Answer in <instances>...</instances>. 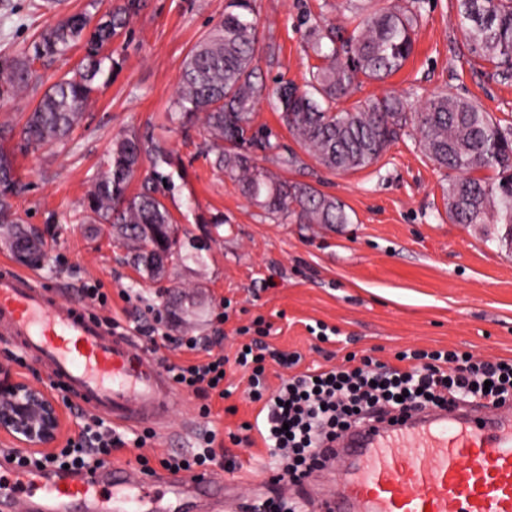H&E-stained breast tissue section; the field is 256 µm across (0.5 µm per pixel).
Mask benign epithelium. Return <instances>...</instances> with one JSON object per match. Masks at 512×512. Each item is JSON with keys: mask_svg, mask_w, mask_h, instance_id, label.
<instances>
[{"mask_svg": "<svg viewBox=\"0 0 512 512\" xmlns=\"http://www.w3.org/2000/svg\"><path fill=\"white\" fill-rule=\"evenodd\" d=\"M64 428L61 403L47 387L34 385L11 368L0 366V436L27 450L50 452Z\"/></svg>", "mask_w": 512, "mask_h": 512, "instance_id": "1", "label": "benign epithelium"}]
</instances>
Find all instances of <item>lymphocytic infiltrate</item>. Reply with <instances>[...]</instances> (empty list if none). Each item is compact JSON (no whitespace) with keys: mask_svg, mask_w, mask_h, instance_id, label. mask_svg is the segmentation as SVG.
<instances>
[{"mask_svg":"<svg viewBox=\"0 0 512 512\" xmlns=\"http://www.w3.org/2000/svg\"><path fill=\"white\" fill-rule=\"evenodd\" d=\"M288 369L298 356L252 341L238 351L236 365L249 370L248 397L260 406V417L252 425L270 450L284 451L274 469L275 480L289 479L301 484L324 464V453L339 436L355 424L388 412L405 414L413 410L445 407L469 398L499 406L512 400V359L485 362L470 352L458 350H405L394 362H383L362 354L357 365H340L282 378L270 388L266 360ZM228 361L208 355L205 361L172 367V380L181 389L198 395L218 393L227 397L218 377ZM217 435L209 430L197 450L185 456L160 458L150 466L145 456L137 461L143 474L155 468L177 473H197L215 462ZM125 438L115 428L102 431L84 426L77 437L68 439L56 453H19L9 456L19 468H62L89 470L107 461L113 449L124 446Z\"/></svg>","mask_w":512,"mask_h":512,"instance_id":"lymphocytic-infiltrate-1","label":"lymphocytic infiltrate"}]
</instances>
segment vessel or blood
<instances>
[{"label": "vessel or blood", "instance_id": "vessel-or-blood-1", "mask_svg": "<svg viewBox=\"0 0 512 512\" xmlns=\"http://www.w3.org/2000/svg\"><path fill=\"white\" fill-rule=\"evenodd\" d=\"M0 330L16 338L92 412L116 423L162 421L174 397L158 363L132 337L87 309L60 302L29 273L0 264ZM357 465L325 512H512V415L428 408L352 427L341 440ZM231 504L224 487H195ZM130 468L105 463L77 477L0 461V512H168Z\"/></svg>", "mask_w": 512, "mask_h": 512}]
</instances>
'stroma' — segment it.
Listing matches in <instances>:
<instances>
[{
    "mask_svg": "<svg viewBox=\"0 0 512 512\" xmlns=\"http://www.w3.org/2000/svg\"><path fill=\"white\" fill-rule=\"evenodd\" d=\"M35 2L0 0V56L30 43L46 21ZM225 4L143 0L113 43L123 58L120 70L65 147L22 151L18 138L0 141L13 153L23 186L13 203L49 246L47 261L33 270L42 286L60 301L78 303L86 283L100 282L111 298L110 318L164 367L201 358L172 346L154 349L139 331L152 309L169 312L177 300L191 314L167 321L166 332L210 340L213 352L230 359L258 337L252 329L258 318L271 327L265 343L300 354L304 369L336 366L367 349L389 361L400 351L437 349L469 351L486 361L512 358V253L479 228L449 219L444 192L453 173L428 161L412 137L402 136L376 164L356 172L332 173L307 156L301 166L282 170L283 178L344 203L349 223L326 227L265 214L201 155L198 124L170 122L182 62L223 19ZM420 12L415 49L404 67L382 83L360 80L340 108L393 93L417 109L432 94L448 91L476 100L501 126H512V81L492 78V66L469 54L456 24V0H420ZM348 15L346 0H256V66L266 85H303L317 63L304 38L308 22L342 25ZM131 133L163 140L174 158L175 188L164 202L184 258L158 279L128 263L108 225L78 221L113 139ZM319 322L336 328L334 341L312 337L308 328ZM224 386L230 397H211L206 418L199 399L176 393L167 424L155 429L145 449L133 444L140 427H126L128 442L113 450L111 464L135 466L141 452L182 453L213 430L223 455L236 457L239 466L229 472L217 464L208 474L223 482L235 504L275 496L317 512L321 500L339 489L337 466L313 473L301 487L286 480L266 484L272 458L264 444L231 440L258 411L247 396V372L230 363Z\"/></svg>",
    "mask_w": 512,
    "mask_h": 512,
    "instance_id": "stroma-1",
    "label": "stroma"
}]
</instances>
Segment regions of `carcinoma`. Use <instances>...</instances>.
<instances>
[{
  "instance_id": "cac0c4a2",
  "label": "carcinoma",
  "mask_w": 512,
  "mask_h": 512,
  "mask_svg": "<svg viewBox=\"0 0 512 512\" xmlns=\"http://www.w3.org/2000/svg\"><path fill=\"white\" fill-rule=\"evenodd\" d=\"M417 3L376 8L372 0H357L352 28L308 27L305 39L319 64L303 86L285 81L270 91L255 66V0H229L224 19L183 61L171 119L202 121L206 157L266 213L329 226L349 223L343 202L257 165L259 154L283 169L299 160L273 134H252L256 105L274 97L289 133L316 163L334 172L372 166L410 127L434 165L457 172L448 185V216L457 224L492 225L499 244L512 250V128H502L477 101L448 92L433 94L418 112L408 111L407 102L395 95L372 98L351 110L336 109L359 78L383 81L404 66L421 19ZM141 7V0H124L102 14H70L45 24L19 53L0 58V104L7 105L44 84L35 63L63 58L75 46L83 50L78 67L54 80L26 115L20 132L25 148L51 149L70 140L102 85L101 77L110 79L120 68L110 47ZM457 9L468 52L491 64L503 79L511 78L512 0H457ZM145 159L152 176L132 194L129 187ZM172 165L161 140L121 135L113 140L82 202L84 223L111 224L134 243L130 261L147 278L161 272L143 242L168 237L173 227V217L158 197L172 186V175L162 172ZM485 170L496 176L480 175ZM16 186L14 158L0 150V229L36 266L41 255L28 247L34 233L12 202Z\"/></svg>"
}]
</instances>
